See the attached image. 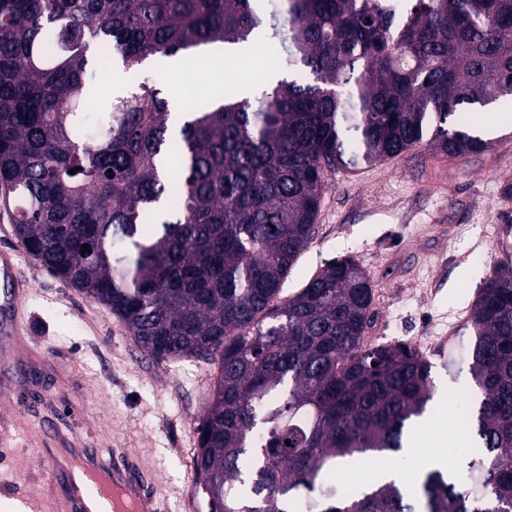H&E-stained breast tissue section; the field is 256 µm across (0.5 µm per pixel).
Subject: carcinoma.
<instances>
[{
  "instance_id": "1",
  "label": "carcinoma",
  "mask_w": 512,
  "mask_h": 512,
  "mask_svg": "<svg viewBox=\"0 0 512 512\" xmlns=\"http://www.w3.org/2000/svg\"><path fill=\"white\" fill-rule=\"evenodd\" d=\"M260 36L286 78L194 101L177 124L158 84L102 97L89 72L105 59L161 70ZM504 97L512 0H0V188L16 238L153 358L218 361L194 466L221 512H512V264L448 361L479 394L462 463L407 482L352 486L344 466L401 457L434 398L432 362L364 344L373 281L349 258L280 299L324 169L425 142L482 152L486 125L460 114Z\"/></svg>"
}]
</instances>
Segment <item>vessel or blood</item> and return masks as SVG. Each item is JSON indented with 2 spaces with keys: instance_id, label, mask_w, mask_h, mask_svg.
Listing matches in <instances>:
<instances>
[{
  "instance_id": "1",
  "label": "vessel or blood",
  "mask_w": 512,
  "mask_h": 512,
  "mask_svg": "<svg viewBox=\"0 0 512 512\" xmlns=\"http://www.w3.org/2000/svg\"><path fill=\"white\" fill-rule=\"evenodd\" d=\"M20 254L17 246L0 249V279L9 282L13 289L9 297L0 300V334L4 336L19 337L25 333L14 314L29 288L19 264ZM72 467L83 474V483L69 481L66 492H58L61 476ZM43 477L46 494L26 499L27 512H87L86 501L94 497L107 502V512H164L162 501L150 489V477L129 453L115 457L108 465L85 458L73 466L50 453L44 457Z\"/></svg>"
}]
</instances>
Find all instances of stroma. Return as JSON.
Listing matches in <instances>:
<instances>
[{"label": "stroma", "instance_id": "stroma-1", "mask_svg": "<svg viewBox=\"0 0 512 512\" xmlns=\"http://www.w3.org/2000/svg\"><path fill=\"white\" fill-rule=\"evenodd\" d=\"M282 65L263 41L214 73L208 59L191 68H144L178 100H201L224 84L259 91ZM485 151L449 156L422 145L354 171H325L316 232L282 286L299 292L333 259L352 258L374 282L373 343L406 342L435 351L433 414L451 420L437 453L459 462L458 414L475 404L466 374L446 368L463 340L470 308L489 279L512 262V122ZM30 281L20 316L27 329L15 382L27 413L0 399V512L42 491L44 449L70 448L108 462L134 453L165 512H209L195 492L197 428L218 377L217 361L195 356L159 361L144 352L111 309L93 301L22 253Z\"/></svg>", "mask_w": 512, "mask_h": 512}]
</instances>
